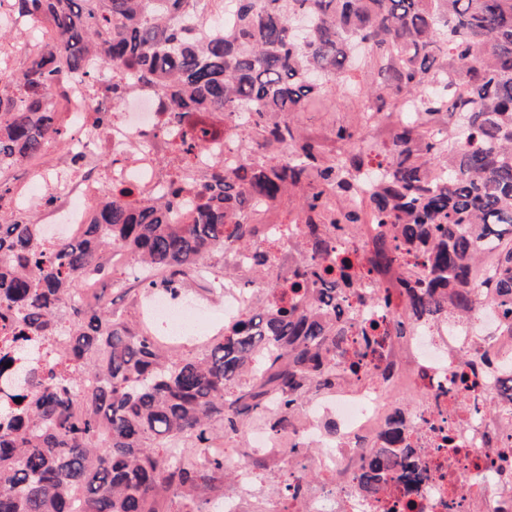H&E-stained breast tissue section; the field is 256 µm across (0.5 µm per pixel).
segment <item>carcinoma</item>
Listing matches in <instances>:
<instances>
[{"mask_svg":"<svg viewBox=\"0 0 512 512\" xmlns=\"http://www.w3.org/2000/svg\"><path fill=\"white\" fill-rule=\"evenodd\" d=\"M235 27L200 40L180 22L193 0H7L12 14L55 40L6 75L16 93L0 95V171L30 166L52 142L72 146L70 128L47 103L53 86L91 75L93 60L128 83L154 87L167 112L239 114L245 159L214 167L187 213L171 198L154 206L128 189L108 188L92 203L85 238L41 241L38 224L0 210V326L4 342L65 337L48 370L32 372L22 401L0 428V512H201L207 491L224 477V459L171 458L170 442L212 447V423L240 432L260 419L275 432L299 425L295 406L336 385V362L358 375L383 358L386 325L336 321V304L373 272L422 261L425 275L404 281L394 321H457L481 303L502 311L512 336V0H237ZM361 85L339 104L330 93ZM345 118L321 144L302 117L331 108ZM464 129L448 142L442 133ZM187 177L205 146L197 136L176 144ZM386 183L363 209L327 208L352 198L353 177L374 160ZM443 165L447 181L428 179ZM293 203L289 224L303 225L304 259L288 283L291 297L245 318L199 353L175 355L136 327L110 300L92 307L72 299L79 278L101 273L107 248L158 276L185 275L234 242L253 246L252 269H272L256 237L264 206ZM352 236L353 224H394L373 240L369 267L334 251L322 225ZM310 280L326 296L302 305ZM489 361L469 357L471 372ZM284 405L266 408L269 392ZM485 416L495 443L512 448V422L498 403ZM409 427L390 417L369 449L359 491L394 476L406 485L425 475L412 458Z\"/></svg>","mask_w":512,"mask_h":512,"instance_id":"carcinoma-1","label":"carcinoma"}]
</instances>
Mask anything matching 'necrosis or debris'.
Masks as SVG:
<instances>
[{
  "label": "necrosis or debris",
  "mask_w": 512,
  "mask_h": 512,
  "mask_svg": "<svg viewBox=\"0 0 512 512\" xmlns=\"http://www.w3.org/2000/svg\"><path fill=\"white\" fill-rule=\"evenodd\" d=\"M95 75V84L75 77L66 90L55 89L50 95L54 111L75 132L73 152L85 159L82 171L70 172V154L56 155L42 180L18 186L9 205L19 218L39 212L40 233L50 243L81 236L93 219L92 202L107 186L128 185L141 200L162 201L169 182L182 172L174 144L184 132L203 135L206 142L195 161L197 176L186 188V199L195 197L210 168H235L243 161L241 144L223 113L164 112L160 94L137 85L117 99L110 92L111 71L99 68ZM224 264L235 271L224 280V320L233 323L260 296L243 285V275L250 269L244 250L225 247ZM138 317L175 345H182L187 335L199 348L209 341L200 297L158 285L139 301ZM501 320L498 309L486 306L466 324L445 317L411 323L402 335L388 340L396 362L390 384H383L371 371L347 377L335 389L299 403L301 423L296 430L273 435L260 425L242 435H225L220 450L224 469L237 479L218 497L219 512H250L256 474L249 457H262L278 472H290L292 483H301L300 473L289 471L287 464L288 450L296 445L317 449L314 465L322 479L317 485H304L301 496L287 507L274 503L265 512H512V472L486 468L495 447L480 413L491 395L512 409V398L500 393L502 386L512 387V342L500 336ZM465 352L497 353L503 364L476 377L461 409L456 388L460 356ZM48 357L46 343L36 339L29 342L26 357L0 368V402L20 390L21 378L43 367ZM409 385L428 395L413 415L416 425L410 442L429 478L410 495L391 480L378 495H364L355 480L361 457L366 449L382 445L378 433L394 410L388 400L390 387ZM442 428L449 431L455 454L440 450Z\"/></svg>",
  "instance_id": "1"
}]
</instances>
